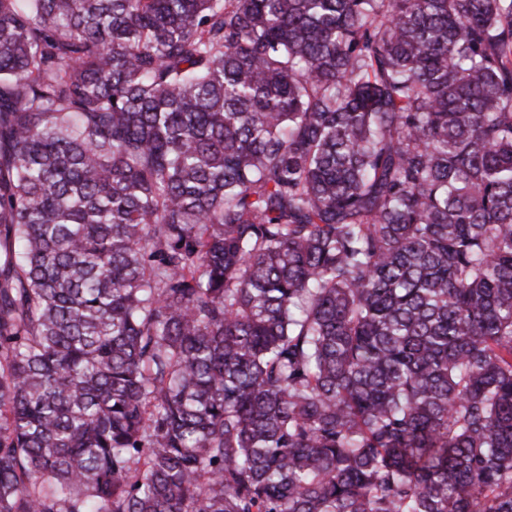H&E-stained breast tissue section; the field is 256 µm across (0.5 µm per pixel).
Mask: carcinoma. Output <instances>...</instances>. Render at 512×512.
Here are the masks:
<instances>
[{"label":"carcinoma","mask_w":512,"mask_h":512,"mask_svg":"<svg viewBox=\"0 0 512 512\" xmlns=\"http://www.w3.org/2000/svg\"><path fill=\"white\" fill-rule=\"evenodd\" d=\"M0 512H512V0H0Z\"/></svg>","instance_id":"carcinoma-1"}]
</instances>
